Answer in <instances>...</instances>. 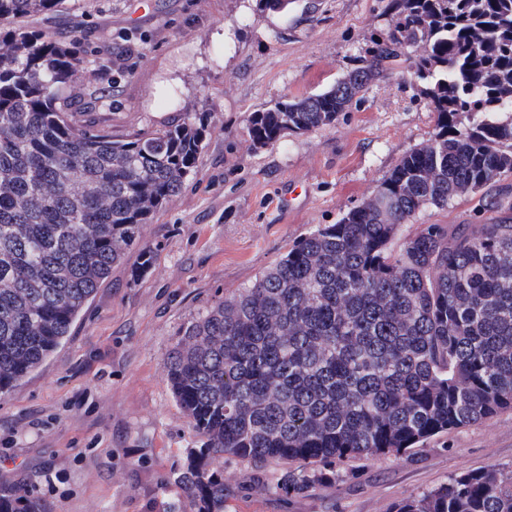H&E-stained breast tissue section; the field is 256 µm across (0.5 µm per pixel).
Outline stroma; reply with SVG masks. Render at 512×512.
Segmentation results:
<instances>
[{"label":"stroma","instance_id":"obj_1","mask_svg":"<svg viewBox=\"0 0 512 512\" xmlns=\"http://www.w3.org/2000/svg\"><path fill=\"white\" fill-rule=\"evenodd\" d=\"M389 0H66L28 19L72 35L91 65L83 92L109 97L80 124L123 139L201 112L211 133L180 193L115 265L69 338L0 395V487L29 490L44 512H197L178 480L194 446L165 378L180 331L248 287L316 225L360 205L400 158L436 133L415 81L373 84L335 125L260 149L250 113L321 93L343 77ZM477 195L406 224L480 223ZM151 250L144 264L143 250ZM512 470V411L440 434L400 455L351 459L333 482L294 496L255 486L252 462L224 463V512H393L455 475Z\"/></svg>","mask_w":512,"mask_h":512}]
</instances>
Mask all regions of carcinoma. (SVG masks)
Returning a JSON list of instances; mask_svg holds the SVG:
<instances>
[{"label": "carcinoma", "instance_id": "cac0c4a2", "mask_svg": "<svg viewBox=\"0 0 512 512\" xmlns=\"http://www.w3.org/2000/svg\"><path fill=\"white\" fill-rule=\"evenodd\" d=\"M64 0H0V393L70 336L112 267L195 171L201 113L114 140L78 124L77 39L19 24ZM331 89L250 114L258 149L334 125L395 70L422 82L435 138L371 198L294 242L255 282L189 323L164 362L196 447L178 479L224 512L226 456L301 495L336 462L404 454L512 410V0H391ZM482 119L461 129L456 116ZM493 185L480 224L403 225ZM299 467L291 469L290 463ZM281 466L271 480L266 465ZM321 469L305 471L308 465ZM0 512H42L0 490ZM394 512H512V471H466Z\"/></svg>", "mask_w": 512, "mask_h": 512}]
</instances>
